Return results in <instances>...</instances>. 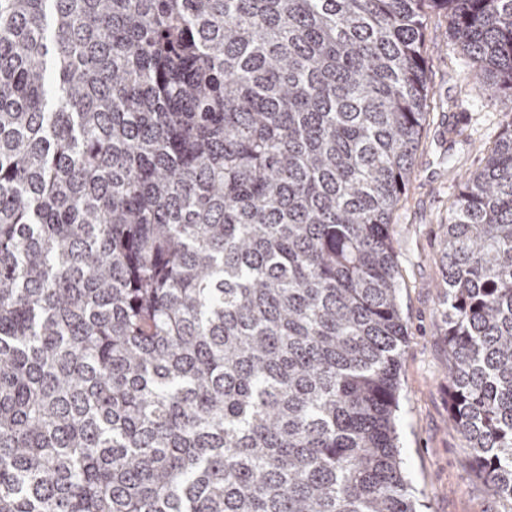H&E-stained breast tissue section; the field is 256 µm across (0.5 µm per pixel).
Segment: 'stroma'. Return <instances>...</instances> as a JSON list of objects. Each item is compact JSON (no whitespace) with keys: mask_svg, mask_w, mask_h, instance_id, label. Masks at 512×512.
I'll use <instances>...</instances> for the list:
<instances>
[{"mask_svg":"<svg viewBox=\"0 0 512 512\" xmlns=\"http://www.w3.org/2000/svg\"><path fill=\"white\" fill-rule=\"evenodd\" d=\"M426 64L430 114L390 226L407 328L395 419L398 445L421 512H512V504L477 476L450 418L442 263L448 207L466 176L483 167L512 113L476 85L469 60L448 34L445 12L429 15ZM456 123L466 126L468 141L451 142L448 127Z\"/></svg>","mask_w":512,"mask_h":512,"instance_id":"35a3bbf8","label":"stroma"}]
</instances>
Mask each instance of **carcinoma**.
<instances>
[{
  "instance_id": "obj_1",
  "label": "carcinoma",
  "mask_w": 512,
  "mask_h": 512,
  "mask_svg": "<svg viewBox=\"0 0 512 512\" xmlns=\"http://www.w3.org/2000/svg\"><path fill=\"white\" fill-rule=\"evenodd\" d=\"M434 9L512 103V0H0V512H417ZM445 228L451 417L512 501V122Z\"/></svg>"
}]
</instances>
